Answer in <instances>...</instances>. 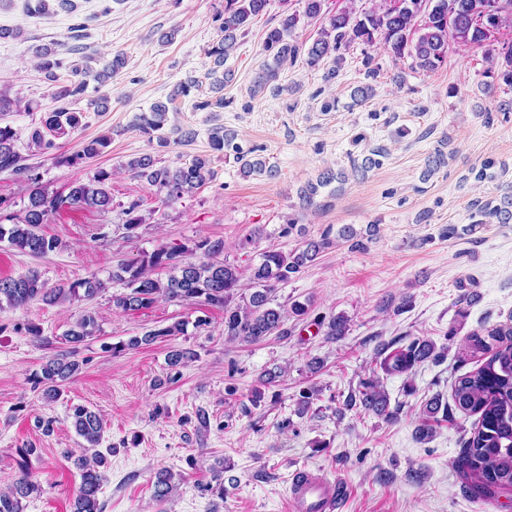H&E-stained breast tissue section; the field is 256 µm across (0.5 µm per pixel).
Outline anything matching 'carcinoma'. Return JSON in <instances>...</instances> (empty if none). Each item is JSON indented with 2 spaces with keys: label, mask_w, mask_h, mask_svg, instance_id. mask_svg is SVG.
Wrapping results in <instances>:
<instances>
[{
  "label": "carcinoma",
  "mask_w": 512,
  "mask_h": 512,
  "mask_svg": "<svg viewBox=\"0 0 512 512\" xmlns=\"http://www.w3.org/2000/svg\"><path fill=\"white\" fill-rule=\"evenodd\" d=\"M269 0H226L224 14L219 16L221 38L208 50L214 58L215 68L209 72L214 77L212 89L221 92L224 78L216 77L217 69L224 66V57L235 45L237 34L247 29L251 20L262 14ZM325 0H304L303 14L285 15L279 26L270 29L265 37L266 51L273 54L275 66H266L258 76L257 85H267L277 78V66L299 56H305L306 64L313 68L322 60L332 57L342 59L341 50L355 43L371 45L379 40L396 60L413 59L414 66L423 71H433L448 59L450 45L476 46L483 49L490 67L485 71L489 81L484 83L487 95L495 93L502 85L512 88V41H500L502 30H512V0H379L368 9L356 10V0H347V6L328 15L323 11ZM321 23L318 37L305 46L290 40L291 33L300 17ZM33 57L37 68L51 82L59 81V72L68 71L69 78L53 93L56 107L46 113L40 126L29 134V145L44 157L60 164L79 165L104 153L111 138L100 136L82 145L70 154L60 155L56 140L69 135L82 126L84 112L75 104L85 95L90 84H105L123 65V58L115 56L99 70L90 66L68 69L66 60L56 50L35 46ZM169 122V108L165 103H156L148 112L135 118L134 127L149 136L157 135L160 145L168 137L160 131ZM236 136L216 125L209 129L212 150L233 153L245 176L266 174L273 176V167L262 158H256V149L247 151L235 143ZM16 131L0 127V171L10 170L22 177L28 204L19 214L0 215V242L32 256H45L61 248L57 237H47L40 226L62 210L95 209L107 212L112 209V193L108 186L110 173L98 171L86 182H75L68 192H50L42 183L35 167L23 163V157L15 150ZM126 167L135 177L144 180L156 192L165 194V199H181L193 195L197 189L211 181L215 172L209 159L195 155L187 161L170 167L149 154L129 160ZM336 175L326 172L318 183H309L297 192L296 208L307 210L314 205L318 189L330 184ZM471 223L462 227L448 224L442 229L444 238L473 235L487 224H507L512 221V199L498 205L492 200H476L471 204ZM145 219L140 214V203L131 202L122 209L119 226L123 238L138 237V230ZM332 229L324 231L319 238L308 236L306 228L298 219L288 216L280 234L295 236L296 246L283 252L267 249L260 253V261L251 268V280L255 284L249 295L238 294L241 278L239 269L223 259L224 240L203 238L193 246H161L149 254L120 261L112 270V281L123 285L125 292L112 296V305L123 311H138L153 306L159 298L174 302L197 300L205 305L224 309V336L230 340L240 339L254 343L279 330L287 314L302 320L308 315V305L295 302L290 312L281 306H273L274 293L278 285L296 277L318 256L334 244ZM203 256L192 261L189 256ZM159 269L169 271L163 281L154 276ZM103 290V281L96 276L79 279L67 286L49 287L36 270L17 278L0 279V308L25 306L35 299L46 304L66 301L92 300ZM187 323L177 321L170 325L132 337L126 342L104 346L114 355L142 344H150L160 337L178 336L185 332ZM96 333V322L92 315H83L65 334V340L79 344ZM512 336V323L497 324L474 331L465 338L462 353L481 356L473 371L457 377L452 389L455 407L468 415L478 416L477 426L471 435L463 439L460 454L452 462V468L460 475L470 496L477 500L491 501L501 495L512 493V343L506 344L503 337ZM194 358L187 349L174 348L169 351L167 364L176 369ZM440 358L435 342L417 338L407 345L397 346L391 342L377 353L376 365L381 374L360 383L350 391L345 406H361L386 419L396 418L390 409V399L385 392L380 375L409 374L419 364ZM80 368L75 360L54 358L48 360L41 372L34 375L35 387L42 390L43 398L53 402L61 396L62 382L71 378ZM451 418L448 408L441 407L440 398L430 399L421 411L419 437L432 431V423L439 418ZM68 418L76 433L95 447L101 441L103 424L100 416L85 406L70 408ZM105 464V456L95 455L90 462L77 458L81 470L80 484L75 493L73 512H102L98 494L101 490V475L98 467ZM154 497L167 500L174 490L173 474L162 469L155 474ZM41 491L40 484L31 479L27 470L6 489L0 491V512H24L23 501Z\"/></svg>",
  "instance_id": "cac0c4a2"
}]
</instances>
